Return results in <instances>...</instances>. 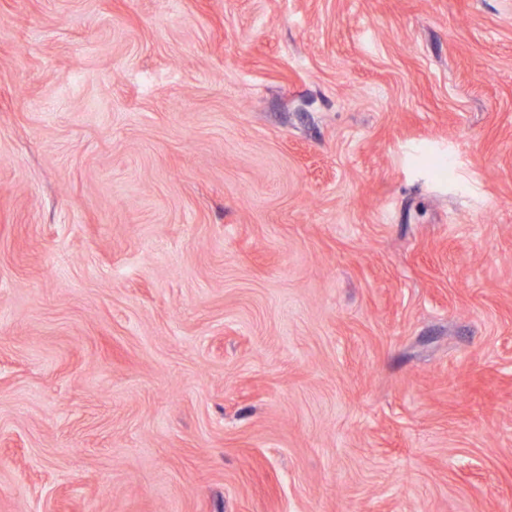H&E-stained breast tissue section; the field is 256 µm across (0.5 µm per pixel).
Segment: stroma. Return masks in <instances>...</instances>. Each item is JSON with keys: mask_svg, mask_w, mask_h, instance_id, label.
I'll return each instance as SVG.
<instances>
[{"mask_svg": "<svg viewBox=\"0 0 512 512\" xmlns=\"http://www.w3.org/2000/svg\"><path fill=\"white\" fill-rule=\"evenodd\" d=\"M0 512H512V0H0Z\"/></svg>", "mask_w": 512, "mask_h": 512, "instance_id": "stroma-1", "label": "stroma"}]
</instances>
